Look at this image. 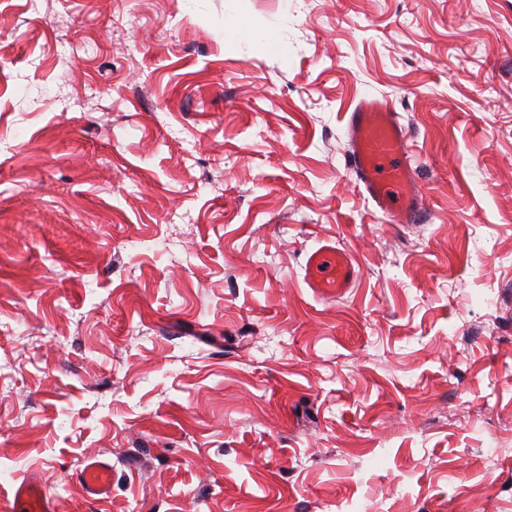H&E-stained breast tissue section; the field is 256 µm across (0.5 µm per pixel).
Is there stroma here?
<instances>
[{"label":"stroma","mask_w":512,"mask_h":512,"mask_svg":"<svg viewBox=\"0 0 512 512\" xmlns=\"http://www.w3.org/2000/svg\"><path fill=\"white\" fill-rule=\"evenodd\" d=\"M91 459L98 512H512V0H0V492ZM348 165L356 183L391 224H415L423 199L409 159L408 130L387 101L362 98L346 112ZM306 283L321 296L342 293L359 277L350 256L336 246L323 244L306 254ZM76 475L89 504L108 495L112 490V464L109 462L91 460Z\"/></svg>","instance_id":"35a3bbf8"}]
</instances>
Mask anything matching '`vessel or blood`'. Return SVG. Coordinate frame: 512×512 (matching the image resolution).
<instances>
[{
    "label": "vessel or blood",
    "instance_id": "1",
    "mask_svg": "<svg viewBox=\"0 0 512 512\" xmlns=\"http://www.w3.org/2000/svg\"><path fill=\"white\" fill-rule=\"evenodd\" d=\"M348 165L356 183L377 210L392 224L417 223L423 199L409 159L408 130L389 102L362 98L346 113ZM306 282L321 296L342 293L357 280L359 271L338 247L323 244L306 255ZM86 502L93 503L112 490V466L93 460L77 474ZM7 512H60L58 500L34 478L18 484Z\"/></svg>",
    "mask_w": 512,
    "mask_h": 512
}]
</instances>
